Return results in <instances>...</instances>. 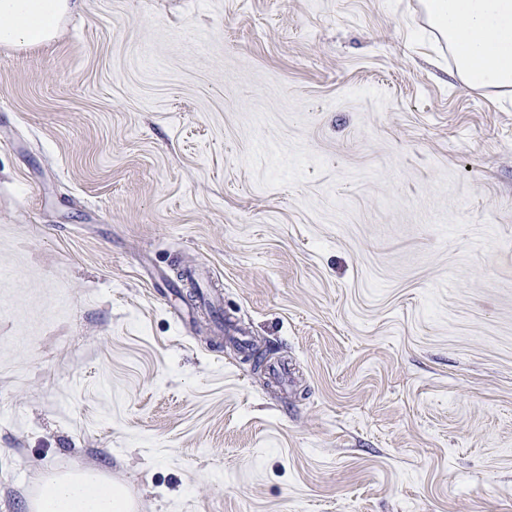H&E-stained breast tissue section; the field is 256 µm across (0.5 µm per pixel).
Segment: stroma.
Returning a JSON list of instances; mask_svg holds the SVG:
<instances>
[{
	"instance_id": "obj_1",
	"label": "stroma",
	"mask_w": 512,
	"mask_h": 512,
	"mask_svg": "<svg viewBox=\"0 0 512 512\" xmlns=\"http://www.w3.org/2000/svg\"><path fill=\"white\" fill-rule=\"evenodd\" d=\"M207 271L219 308L152 281ZM0 512H512V91L421 0H79L0 46ZM31 512H129L130 504L112 482L93 471L45 481Z\"/></svg>"
}]
</instances>
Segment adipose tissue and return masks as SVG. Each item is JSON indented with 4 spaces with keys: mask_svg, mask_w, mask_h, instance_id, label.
I'll use <instances>...</instances> for the list:
<instances>
[{
    "mask_svg": "<svg viewBox=\"0 0 512 512\" xmlns=\"http://www.w3.org/2000/svg\"><path fill=\"white\" fill-rule=\"evenodd\" d=\"M426 21L445 43L461 82L512 89V0H422ZM70 0H0V43H48ZM29 512H129L121 492L99 474L52 477Z\"/></svg>",
    "mask_w": 512,
    "mask_h": 512,
    "instance_id": "adipose-tissue-1",
    "label": "adipose tissue"
}]
</instances>
